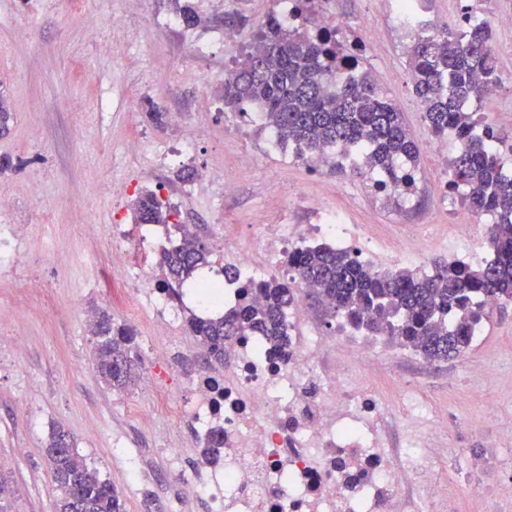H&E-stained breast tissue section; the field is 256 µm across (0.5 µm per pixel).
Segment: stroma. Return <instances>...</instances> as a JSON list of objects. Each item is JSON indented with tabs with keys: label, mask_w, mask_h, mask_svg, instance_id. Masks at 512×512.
<instances>
[{
	"label": "stroma",
	"mask_w": 512,
	"mask_h": 512,
	"mask_svg": "<svg viewBox=\"0 0 512 512\" xmlns=\"http://www.w3.org/2000/svg\"><path fill=\"white\" fill-rule=\"evenodd\" d=\"M341 22L344 42L374 30L364 64L381 78L380 90L402 112L419 146L417 195L403 207L375 210L356 195L334 194L329 202L355 224H428L426 264L446 261L448 246L463 235L467 207L460 197L438 199L430 188L444 179L450 158L436 149L424 120L403 46L396 40L394 0H329ZM198 10L191 35L163 27L174 0H0V99L12 114L0 134V197L10 200L0 224H24L28 234L20 260L0 268V458L16 491L10 512H52L57 492L43 449L53 426L73 436L88 464L112 481L126 512H207L204 503L185 510L173 476L175 458L203 470L193 425L156 420L149 394L138 388L109 389L93 362L90 322L107 308L101 259L112 247V227L134 221L131 204L151 191L178 211L207 244L232 225L249 237L261 224L275 223L279 206L291 203L292 220L305 223L299 202L321 192L304 165L287 163L261 138L225 136L226 123L239 119L224 106V72L249 50L259 24L279 14L283 0H231ZM124 28H113V17ZM235 18L236 37L200 52L196 40L224 32ZM96 20L90 33L88 20ZM500 77L498 97L478 110L492 116L512 106V29L495 31L492 42ZM164 113L154 125L149 111ZM196 143L181 163L160 162L155 146H175L184 137ZM140 139L133 152L128 144ZM252 152V167L236 157ZM213 170L201 181L194 173ZM240 185L224 194L225 179ZM42 284L39 293L29 281ZM25 315H17L18 303ZM115 323L131 327L139 356L137 375L151 371L154 351L168 344L145 316L109 308ZM480 343L436 368L410 358H378L370 387L399 406L414 398L448 422V443L426 442L432 477L448 484V512H482L484 500L512 502V486L498 471L512 470V302L484 320ZM122 448H114V440ZM138 464L141 477L117 481L125 462Z\"/></svg>",
	"instance_id": "35a3bbf8"
}]
</instances>
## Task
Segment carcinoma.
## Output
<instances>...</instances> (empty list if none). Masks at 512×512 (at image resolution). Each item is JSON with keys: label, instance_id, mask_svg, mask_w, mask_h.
<instances>
[{"label": "carcinoma", "instance_id": "obj_1", "mask_svg": "<svg viewBox=\"0 0 512 512\" xmlns=\"http://www.w3.org/2000/svg\"><path fill=\"white\" fill-rule=\"evenodd\" d=\"M337 31L310 36L304 28H285L271 15L258 27L261 49L248 52L224 80V104L238 109L255 103L283 143L302 157L329 149L363 153L362 168L410 192L418 146L403 113L382 95L362 52L342 44ZM492 31L484 24L445 29L436 38L420 35L408 48L413 91L425 106L430 131L454 132L457 149L450 160L449 190L461 192L469 207L494 217L489 228L493 257L480 266L446 263L425 274L407 268L374 273L348 251L308 246L288 254L296 280L275 278L243 285L258 295L217 318L190 314V335L205 348L210 363L224 361V342L247 333L265 337L282 352L288 345L286 311L295 300V281L313 285L315 302L334 318L342 315L359 331L385 336L430 362L461 356L473 342V328L491 314L485 300L512 301V178L504 173L497 145L500 130L469 105L498 84ZM139 224H164L174 208L153 192L133 202ZM181 242L160 256V284L180 288L209 264L210 249L177 224ZM95 368L112 389L133 382L134 333L100 313L93 323ZM45 459L58 491L55 512H126L111 482L101 478L79 454L62 427L52 430Z\"/></svg>", "mask_w": 512, "mask_h": 512}]
</instances>
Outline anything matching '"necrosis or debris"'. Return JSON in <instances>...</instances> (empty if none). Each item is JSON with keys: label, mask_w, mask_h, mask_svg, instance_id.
<instances>
[{"label": "necrosis or debris", "mask_w": 512, "mask_h": 512, "mask_svg": "<svg viewBox=\"0 0 512 512\" xmlns=\"http://www.w3.org/2000/svg\"><path fill=\"white\" fill-rule=\"evenodd\" d=\"M303 205L306 224L260 225L249 242L225 238L224 258L238 273L224 284V305L234 306L239 285L277 273L289 253L324 241L334 248L358 244L366 265L383 249L364 226L348 223L319 197ZM156 231L144 224H116L108 268L125 279L106 280L112 301L138 289L139 307L162 334L177 328L185 294L162 288L154 264L163 249ZM306 285H299L288 308V352L269 354L261 336H240L225 348L222 363L187 372L171 351L158 350L154 367L166 379L145 375L142 383L168 419H191L199 443L219 441L218 453L203 475L184 478L185 500L204 501L208 512H393L407 488L431 512L443 508V488L430 480V458L421 440L439 439L447 425L422 407L404 421L399 447L389 448L380 424L387 404L374 396L363 371L372 365L379 340L374 336L324 335L306 308ZM177 378L184 391L172 389Z\"/></svg>", "instance_id": "necrosis-or-debris-1"}]
</instances>
